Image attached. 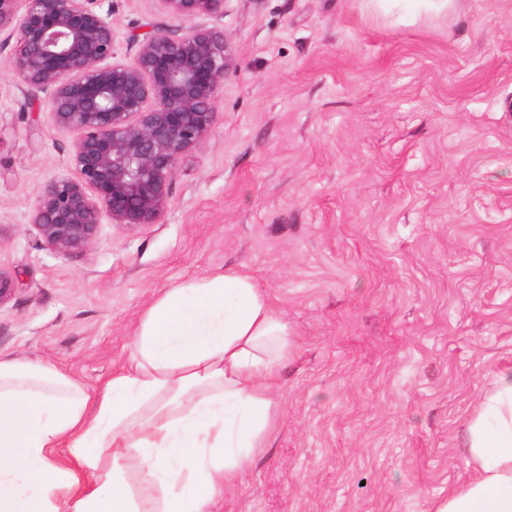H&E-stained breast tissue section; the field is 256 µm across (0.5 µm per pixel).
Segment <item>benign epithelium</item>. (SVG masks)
Wrapping results in <instances>:
<instances>
[{"label": "benign epithelium", "mask_w": 512, "mask_h": 512, "mask_svg": "<svg viewBox=\"0 0 512 512\" xmlns=\"http://www.w3.org/2000/svg\"><path fill=\"white\" fill-rule=\"evenodd\" d=\"M98 0H0V34L17 36L15 76L46 95L55 128L74 136L78 178L46 185L32 223L61 256L93 245L103 218L159 223L178 161L211 133L227 69L224 31L153 32L135 58L114 61L112 22ZM190 21L224 0H160Z\"/></svg>", "instance_id": "benign-epithelium-1"}]
</instances>
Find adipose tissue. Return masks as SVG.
<instances>
[{"label":"adipose tissue","mask_w":512,"mask_h":512,"mask_svg":"<svg viewBox=\"0 0 512 512\" xmlns=\"http://www.w3.org/2000/svg\"><path fill=\"white\" fill-rule=\"evenodd\" d=\"M288 324L249 274L162 289L98 389L0 355V512H209L266 447ZM468 427L472 473L430 512H512V366Z\"/></svg>","instance_id":"obj_1"}]
</instances>
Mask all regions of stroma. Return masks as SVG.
<instances>
[{"instance_id": "1", "label": "stroma", "mask_w": 512, "mask_h": 512, "mask_svg": "<svg viewBox=\"0 0 512 512\" xmlns=\"http://www.w3.org/2000/svg\"><path fill=\"white\" fill-rule=\"evenodd\" d=\"M115 58L184 23L98 0ZM209 136L157 224H103L62 257L32 214L76 178L73 137L0 37V354L99 387L163 288L227 267L287 323L268 445L211 512H430L471 469L465 434L512 365V0L399 19L368 0H226Z\"/></svg>"}]
</instances>
